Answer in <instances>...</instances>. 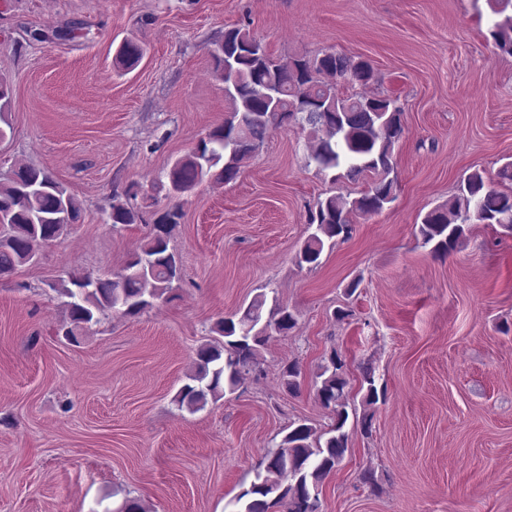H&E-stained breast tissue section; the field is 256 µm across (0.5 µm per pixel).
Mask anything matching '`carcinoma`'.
I'll return each mask as SVG.
<instances>
[{
    "instance_id": "1",
    "label": "carcinoma",
    "mask_w": 512,
    "mask_h": 512,
    "mask_svg": "<svg viewBox=\"0 0 512 512\" xmlns=\"http://www.w3.org/2000/svg\"><path fill=\"white\" fill-rule=\"evenodd\" d=\"M492 17L490 36L500 53L512 56V0H488ZM144 56L142 43L123 42L116 64L135 67ZM216 73L224 82L230 111L187 156L174 161L168 174L172 198L192 190L205 179L234 181L244 164L274 131L297 125L308 131V161L332 180L363 181L367 188L351 198L330 195L310 209L312 232L296 254V263L319 264L325 245L352 232L351 216L373 214L395 199L391 177L393 153L403 133V112L390 96L336 94V81L366 86L375 77L372 65L345 54L325 52L313 58H277L245 27L224 32L212 51ZM182 214L174 205L156 220V232L131 257L122 272L110 278L72 277L60 283L66 318L60 325L64 338L77 345L98 315L116 309L135 317L152 308L173 290L180 279L179 255L169 239ZM82 218L80 202L50 173L20 164L0 179V276L34 261L39 248L59 238ZM109 219L114 225L134 224L138 211L119 196L112 198ZM498 225L512 233V192L494 188L476 169L460 182L458 194L448 203L429 210L419 227L422 245L437 255H447L466 237L472 221ZM297 325L294 310L261 293L242 310L219 320L214 328L223 340L202 345L193 370L176 397L180 408L194 413L208 400L234 391L242 376L260 368L261 350L273 334L286 335ZM360 388L365 390L361 430H372V408L379 401L374 370L363 368ZM301 371L294 362L282 371L289 391L300 388ZM316 398L330 411L331 422L319 429L294 422L274 448L266 451L255 480L236 502L242 512H320L325 479L348 451L346 431L350 413V381L344 362L331 354L320 367Z\"/></svg>"
}]
</instances>
